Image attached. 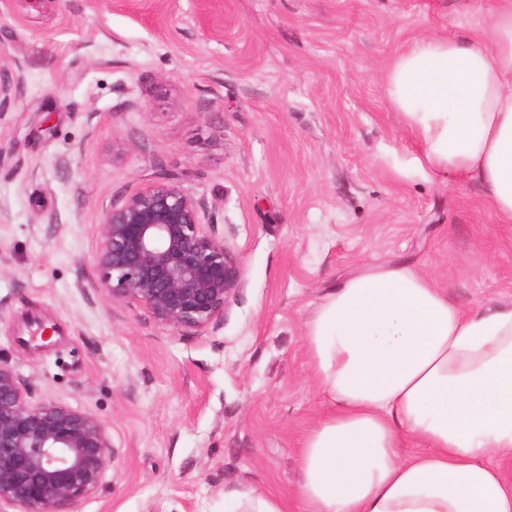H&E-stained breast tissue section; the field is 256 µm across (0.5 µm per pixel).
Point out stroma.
Here are the masks:
<instances>
[{
  "label": "stroma",
  "instance_id": "1",
  "mask_svg": "<svg viewBox=\"0 0 512 512\" xmlns=\"http://www.w3.org/2000/svg\"><path fill=\"white\" fill-rule=\"evenodd\" d=\"M493 0H0V359L31 403L98 418L114 461L73 512H225L292 494L328 411L305 332L404 262L466 308L512 300V224L421 167L387 101L414 39ZM181 174L237 259L223 320L171 330L97 288L103 213ZM54 325L30 343L34 319ZM224 501L228 512H288V497L266 492L257 487L224 490Z\"/></svg>",
  "mask_w": 512,
  "mask_h": 512
}]
</instances>
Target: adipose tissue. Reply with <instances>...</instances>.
<instances>
[{"label":"adipose tissue","mask_w":512,"mask_h":512,"mask_svg":"<svg viewBox=\"0 0 512 512\" xmlns=\"http://www.w3.org/2000/svg\"><path fill=\"white\" fill-rule=\"evenodd\" d=\"M386 85L426 167L480 184L512 224V0H496L477 35L415 40ZM306 339L332 408L302 444L297 512H512V303L466 309L389 264L328 295ZM407 441L427 454L402 456ZM224 500L287 512L256 487Z\"/></svg>","instance_id":"1"}]
</instances>
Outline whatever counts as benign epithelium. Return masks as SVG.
Returning <instances> with one entry per match:
<instances>
[{"label":"benign epithelium","instance_id":"7a95c632","mask_svg":"<svg viewBox=\"0 0 512 512\" xmlns=\"http://www.w3.org/2000/svg\"><path fill=\"white\" fill-rule=\"evenodd\" d=\"M100 232L97 287L162 326L203 330L241 288L224 234L178 174L157 173L112 204ZM112 460L99 420L62 403L28 402L0 359V512H66L100 487Z\"/></svg>","mask_w":512,"mask_h":512}]
</instances>
